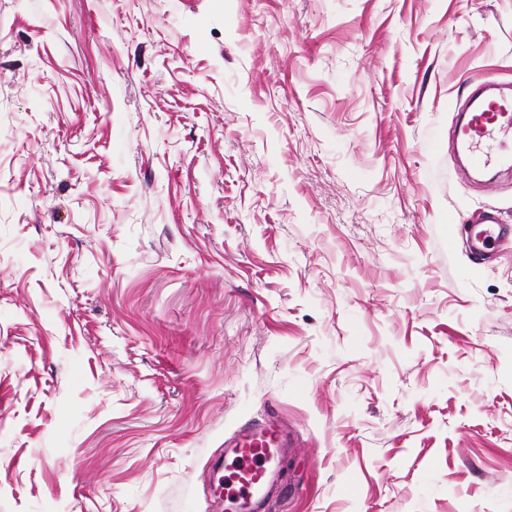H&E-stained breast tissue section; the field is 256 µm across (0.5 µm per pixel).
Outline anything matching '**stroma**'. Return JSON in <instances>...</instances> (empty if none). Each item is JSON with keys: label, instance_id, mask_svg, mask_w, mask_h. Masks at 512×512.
<instances>
[{"label": "stroma", "instance_id": "stroma-1", "mask_svg": "<svg viewBox=\"0 0 512 512\" xmlns=\"http://www.w3.org/2000/svg\"><path fill=\"white\" fill-rule=\"evenodd\" d=\"M512 0H0V512H512V224L459 165ZM464 224L467 228L470 254L473 259L480 260L493 247L512 241V225L500 224L490 213H484ZM236 443L228 448L232 459V474L224 483L226 512H263L267 487L275 473V465L285 444L281 427L266 423L240 429Z\"/></svg>", "mask_w": 512, "mask_h": 512}]
</instances>
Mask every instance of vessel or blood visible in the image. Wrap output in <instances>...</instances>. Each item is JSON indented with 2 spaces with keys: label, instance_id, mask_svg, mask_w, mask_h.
<instances>
[{
  "label": "vessel or blood",
  "instance_id": "obj_1",
  "mask_svg": "<svg viewBox=\"0 0 512 512\" xmlns=\"http://www.w3.org/2000/svg\"><path fill=\"white\" fill-rule=\"evenodd\" d=\"M469 108L456 128L457 141L467 152L471 167L484 172L512 154V88L502 89L497 79L475 75L466 81ZM467 233L473 259L493 247L512 241V225L489 213L471 218ZM285 447L284 434L275 423L242 428L227 453L232 473L223 487L226 512H263L267 487Z\"/></svg>",
  "mask_w": 512,
  "mask_h": 512
}]
</instances>
